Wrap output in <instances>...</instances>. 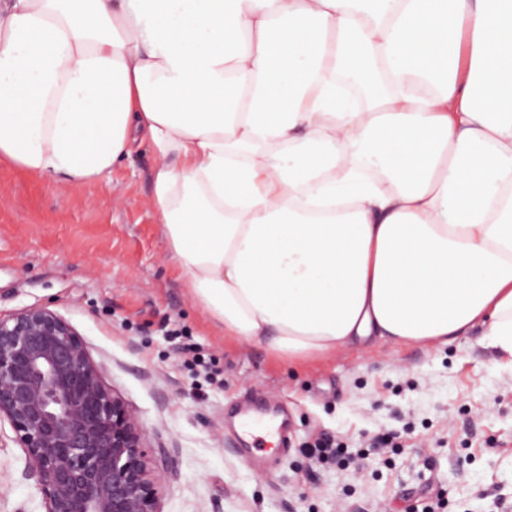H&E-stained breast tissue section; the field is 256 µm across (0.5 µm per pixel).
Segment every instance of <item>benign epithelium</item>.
I'll list each match as a JSON object with an SVG mask.
<instances>
[{"mask_svg": "<svg viewBox=\"0 0 512 512\" xmlns=\"http://www.w3.org/2000/svg\"><path fill=\"white\" fill-rule=\"evenodd\" d=\"M44 512H160L170 473L70 322L44 306L0 316V421Z\"/></svg>", "mask_w": 512, "mask_h": 512, "instance_id": "benign-epithelium-1", "label": "benign epithelium"}]
</instances>
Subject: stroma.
I'll list each match as a JSON object with an SVG mask.
<instances>
[{
  "label": "stroma",
  "instance_id": "stroma-1",
  "mask_svg": "<svg viewBox=\"0 0 512 512\" xmlns=\"http://www.w3.org/2000/svg\"><path fill=\"white\" fill-rule=\"evenodd\" d=\"M155 155L142 144L109 176L62 185L0 159V314L63 315L172 472L162 512H497L512 503V364L477 336L431 348L383 343L291 363L224 336L170 261L151 204ZM183 329L181 338L169 336ZM209 354L222 384L184 367ZM292 437L238 444L243 411ZM397 447L360 458L364 440ZM330 436L346 458L311 457ZM0 423V512H41L26 459Z\"/></svg>",
  "mask_w": 512,
  "mask_h": 512
}]
</instances>
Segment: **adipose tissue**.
Masks as SVG:
<instances>
[{"label":"adipose tissue","instance_id":"adipose-tissue-1","mask_svg":"<svg viewBox=\"0 0 512 512\" xmlns=\"http://www.w3.org/2000/svg\"><path fill=\"white\" fill-rule=\"evenodd\" d=\"M141 139L225 335L512 359V0H0V158L92 183Z\"/></svg>","mask_w":512,"mask_h":512}]
</instances>
